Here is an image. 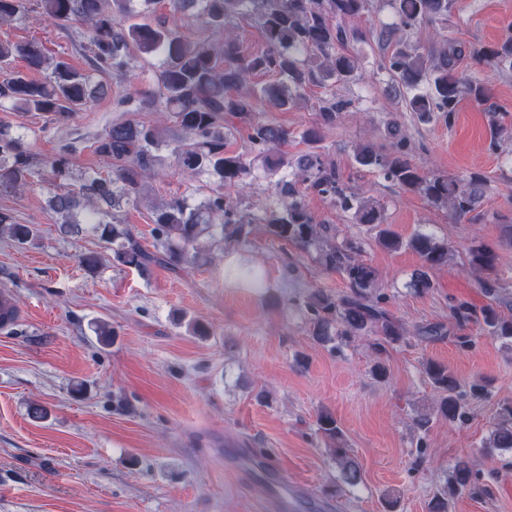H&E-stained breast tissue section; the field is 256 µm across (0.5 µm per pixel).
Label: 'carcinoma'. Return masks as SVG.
<instances>
[{"label":"carcinoma","mask_w":512,"mask_h":512,"mask_svg":"<svg viewBox=\"0 0 512 512\" xmlns=\"http://www.w3.org/2000/svg\"><path fill=\"white\" fill-rule=\"evenodd\" d=\"M147 10L136 12L131 0H0V25L10 24L31 12L54 23H77L71 36L81 49L89 52V68L78 69L61 56L47 55L35 40L0 41V65L17 59L27 67L45 73L34 80L14 72L0 82V102L10 104L14 112H39L53 125H65L87 106L112 91V83L125 82L143 55L163 56V66L155 75L156 87L139 95L140 110L145 108L173 115L184 138L175 142L173 153L178 165L197 172L209 170L216 178L213 188L197 207L190 208L177 199L157 210L154 224L158 246L144 248L128 224L111 217L120 201L138 198L145 180L158 174L160 159L154 154L163 143L157 125L130 121L115 122L97 141L95 152L106 161H115L112 173L87 174L78 187L70 188V159L58 154L36 160L24 136L13 131L8 120L0 119V194L9 195L28 188L51 175L47 200L56 216L61 234L79 236L91 232L112 251V263L150 275L163 266L176 273L190 254H198L202 238L246 243L255 224L265 234L285 241L301 252L316 250L319 263L327 270L340 273L347 290L330 293L322 289L310 292L300 304L306 314L309 334L323 345L340 346L358 336H368L369 347L381 356L388 347L404 342L413 335L421 342L448 335L442 323H428L409 329L406 322L385 307L386 297L376 293L378 273L362 259L363 243L356 239L336 242V229L316 222L306 204V197H323L336 208L351 213L354 223L366 224L375 232V241L388 250L408 249L421 261L408 287L417 293L433 288L429 271L450 260L448 242L431 232L417 230L403 238L387 224L384 208L342 181L336 163L325 157L320 143L322 127L332 125L347 109L350 101L331 96L319 108L322 126L306 128L300 135L308 146L297 160L288 158L282 147L288 143V129L254 119L252 98L264 99L273 109L286 112L305 101L312 86L329 87L336 83L357 81V60L347 51L350 43L364 38L355 26L346 27L345 19L361 17L369 10L370 0H169L175 14L202 21L224 36L220 42L192 40L149 17ZM397 22L378 31V40L392 47L383 55L378 68L392 79L390 93L403 98L405 107L422 124L442 121L451 124L459 102L468 98L478 105L488 99L487 89L459 71L458 63L469 56L478 64L499 67L512 63V30L492 46L472 45L464 48L457 40L446 37L442 44L425 57L408 38L414 28L445 24L451 0H388ZM240 18L258 24L265 42L259 52L246 54L236 37L227 32L228 20ZM271 74L275 80L241 93L250 77ZM232 116L248 129L251 150L263 158L265 168L276 174V203L255 220L240 208V201L225 194L229 188L249 186L251 164L243 153L228 149L224 117ZM490 131L489 146L501 147L507 136L504 114L495 107L487 109ZM389 138L383 145L359 142L352 158L361 168L376 171L402 192L420 197L431 208L448 215L451 224H475L482 219L480 203L489 191L479 173L448 176L422 170L411 157L407 132L388 128ZM37 235L34 224H18L0 211V238L19 245ZM497 254L482 247L468 248L467 273L476 276L486 294L498 295L500 285L483 277L494 270ZM235 282L262 290L266 288L258 267H241L229 271ZM452 316L459 327L476 326V334L512 339V319L502 317L492 306L477 309L467 302L453 308ZM423 370L438 393L434 405L412 417L413 425L429 429L440 418L462 426L468 421L461 385L444 364L428 361ZM316 431L331 441L330 455L336 464V488L356 487L362 481L358 462L345 448L344 434L336 419L322 413ZM485 447L512 449V403H503ZM476 461L459 460L446 483L432 496L427 512H448L452 501L472 487L476 479Z\"/></svg>","instance_id":"cac0c4a2"}]
</instances>
